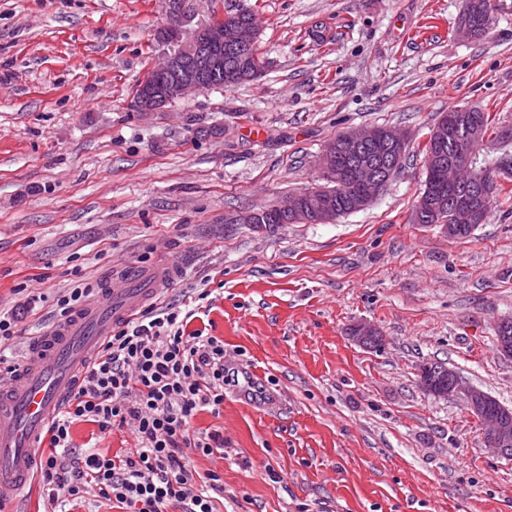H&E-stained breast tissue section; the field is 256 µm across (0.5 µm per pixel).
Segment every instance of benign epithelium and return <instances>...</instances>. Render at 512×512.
Returning <instances> with one entry per match:
<instances>
[{
    "mask_svg": "<svg viewBox=\"0 0 512 512\" xmlns=\"http://www.w3.org/2000/svg\"><path fill=\"white\" fill-rule=\"evenodd\" d=\"M167 24L158 36V42L181 43L177 53L166 52L163 61L154 67L156 72H172L176 77L164 84H154L143 80L138 95L129 102L135 112H156L167 105L205 90L202 81L196 76L222 65L224 50L247 53L249 36L232 23H203L188 27L185 0H164ZM460 113L448 115V120L436 126L432 138L438 146V155L431 161L433 183L440 191H456L458 170L464 168L471 173H479L484 167L479 165L480 152L475 149V141L456 136L454 124L462 118ZM377 133L370 127L347 130L340 133L338 141L357 149L367 141L376 138ZM384 139L393 155L391 163L382 171L369 166H361L354 173L360 184L361 193L353 198L352 205L358 211L373 203L385 190L392 176L400 170L401 158L409 145L406 133L392 129L384 134ZM453 140L450 151H445L446 140ZM489 196H463L457 198L453 209V223L442 225V230L453 237L465 228L472 229L484 219V208ZM279 208L294 213L299 219H309L315 224L334 223L338 213L323 206H306L297 195L281 198ZM352 341L365 347L369 340L377 337L379 329L373 324L362 322L353 326ZM418 386L424 392L440 399L460 398L470 412L479 420L484 431L485 445L499 456L512 457V409L494 402V398L483 390L468 384L456 369L441 364L427 362L419 365Z\"/></svg>",
    "mask_w": 512,
    "mask_h": 512,
    "instance_id": "7a95c632",
    "label": "benign epithelium"
}]
</instances>
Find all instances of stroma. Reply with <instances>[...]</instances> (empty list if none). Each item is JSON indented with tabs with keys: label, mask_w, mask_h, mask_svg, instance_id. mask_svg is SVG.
I'll use <instances>...</instances> for the list:
<instances>
[{
	"label": "stroma",
	"mask_w": 512,
	"mask_h": 512,
	"mask_svg": "<svg viewBox=\"0 0 512 512\" xmlns=\"http://www.w3.org/2000/svg\"><path fill=\"white\" fill-rule=\"evenodd\" d=\"M491 4L467 39L465 0H188L198 21L255 12L264 75L142 115L128 103L160 61L162 0H0V311L27 310L16 351L53 326L74 270L118 287L128 265L173 259L160 304L199 303L188 328L222 339L235 375L220 414L192 420L224 435L223 456L189 454L221 476L218 512H512V459L463 401L416 384L438 358L512 408L495 335L512 318V213L492 205L465 238L410 220L444 113L512 122V0ZM371 125L410 144L369 207L229 223L318 184L325 144ZM363 321L381 349L351 340ZM72 437L138 445L90 422Z\"/></svg>",
	"instance_id": "1"
}]
</instances>
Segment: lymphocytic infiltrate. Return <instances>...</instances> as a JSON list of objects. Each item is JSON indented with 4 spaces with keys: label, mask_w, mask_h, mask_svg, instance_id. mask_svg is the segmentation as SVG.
<instances>
[{
    "label": "lymphocytic infiltrate",
    "mask_w": 512,
    "mask_h": 512,
    "mask_svg": "<svg viewBox=\"0 0 512 512\" xmlns=\"http://www.w3.org/2000/svg\"><path fill=\"white\" fill-rule=\"evenodd\" d=\"M193 315L177 304L148 305L83 366L77 390L48 428V451L38 454L42 491L58 512L89 495L124 512H216L222 478L198 475L186 452L224 451L223 434L198 438L191 425L202 408L216 413L224 403V342L188 330ZM80 421L103 431L129 427L138 446L123 456L75 453L71 427Z\"/></svg>",
    "instance_id": "obj_1"
}]
</instances>
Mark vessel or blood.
<instances>
[{
    "label": "vessel or blood",
    "instance_id": "obj_1",
    "mask_svg": "<svg viewBox=\"0 0 512 512\" xmlns=\"http://www.w3.org/2000/svg\"><path fill=\"white\" fill-rule=\"evenodd\" d=\"M177 270L172 261L161 268L127 267L121 287L105 286L84 311L37 339L19 378L0 391V502L28 484L45 427L69 397L82 363L113 327L157 298Z\"/></svg>",
    "mask_w": 512,
    "mask_h": 512
}]
</instances>
